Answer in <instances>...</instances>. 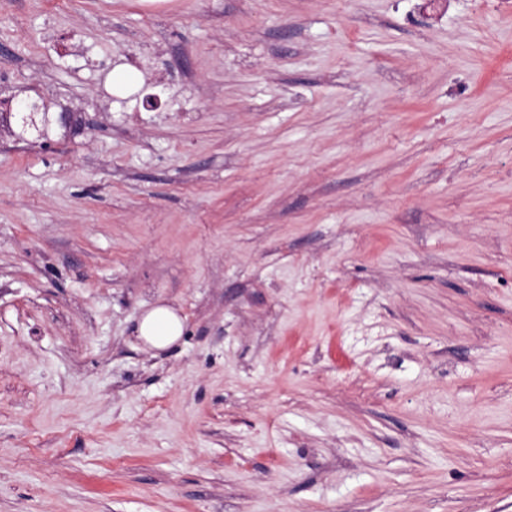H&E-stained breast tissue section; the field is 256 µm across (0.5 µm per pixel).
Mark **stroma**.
I'll return each mask as SVG.
<instances>
[{"label":"stroma","mask_w":512,"mask_h":512,"mask_svg":"<svg viewBox=\"0 0 512 512\" xmlns=\"http://www.w3.org/2000/svg\"><path fill=\"white\" fill-rule=\"evenodd\" d=\"M29 96L0 512H512V0H0ZM184 332L183 319L176 309L167 305H156L141 316L137 337L150 349L164 350L176 343Z\"/></svg>","instance_id":"1"}]
</instances>
